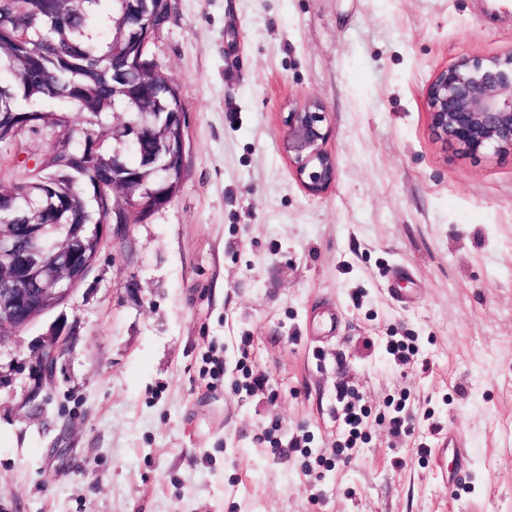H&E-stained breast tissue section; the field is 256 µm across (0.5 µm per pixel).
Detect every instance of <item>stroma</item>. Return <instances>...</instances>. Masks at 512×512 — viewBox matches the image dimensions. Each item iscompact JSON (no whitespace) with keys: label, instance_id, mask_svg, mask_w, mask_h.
<instances>
[{"label":"stroma","instance_id":"1","mask_svg":"<svg viewBox=\"0 0 512 512\" xmlns=\"http://www.w3.org/2000/svg\"><path fill=\"white\" fill-rule=\"evenodd\" d=\"M150 53L185 115L181 189L0 337V512H512V152L436 139L423 96L460 57L511 54L512 21L479 0H172ZM309 97L337 163L319 196L281 148ZM61 328L77 338L35 411L33 356ZM244 336L268 379L249 395ZM341 384L369 412L347 463ZM401 400L416 425L395 437ZM273 423L307 447H270ZM385 351L400 364H407L417 353L413 340L409 336H386Z\"/></svg>","mask_w":512,"mask_h":512}]
</instances>
